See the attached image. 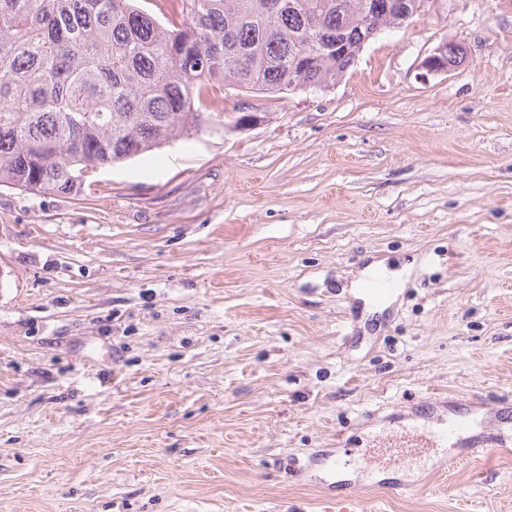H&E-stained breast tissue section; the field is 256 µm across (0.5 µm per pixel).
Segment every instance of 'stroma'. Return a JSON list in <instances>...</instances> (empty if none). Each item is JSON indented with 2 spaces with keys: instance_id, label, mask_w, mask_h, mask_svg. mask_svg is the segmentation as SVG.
<instances>
[{
  "instance_id": "stroma-1",
  "label": "stroma",
  "mask_w": 512,
  "mask_h": 512,
  "mask_svg": "<svg viewBox=\"0 0 512 512\" xmlns=\"http://www.w3.org/2000/svg\"><path fill=\"white\" fill-rule=\"evenodd\" d=\"M94 181L0 187V512H512L493 448L401 496L308 473L442 399L512 433V0H422L327 90L225 91ZM378 262L408 282L373 311Z\"/></svg>"
}]
</instances>
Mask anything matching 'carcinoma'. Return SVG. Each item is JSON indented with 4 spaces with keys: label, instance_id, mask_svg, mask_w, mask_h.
Instances as JSON below:
<instances>
[{
    "label": "carcinoma",
    "instance_id": "carcinoma-1",
    "mask_svg": "<svg viewBox=\"0 0 512 512\" xmlns=\"http://www.w3.org/2000/svg\"><path fill=\"white\" fill-rule=\"evenodd\" d=\"M393 0H0V186L69 196L202 131L224 89H325ZM316 23L321 39L308 30Z\"/></svg>",
    "mask_w": 512,
    "mask_h": 512
}]
</instances>
